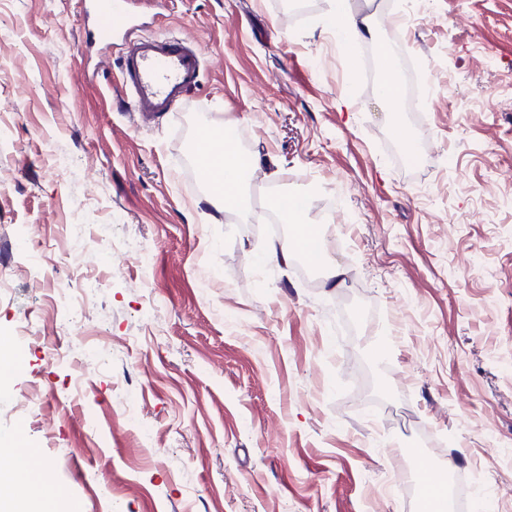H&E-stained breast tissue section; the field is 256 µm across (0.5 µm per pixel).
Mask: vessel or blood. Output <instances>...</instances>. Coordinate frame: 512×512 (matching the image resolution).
Masks as SVG:
<instances>
[{"mask_svg": "<svg viewBox=\"0 0 512 512\" xmlns=\"http://www.w3.org/2000/svg\"><path fill=\"white\" fill-rule=\"evenodd\" d=\"M127 0H100L95 36L105 44L121 35V87L132 111L154 116L173 111L201 81L202 52L183 37L147 38L130 23Z\"/></svg>", "mask_w": 512, "mask_h": 512, "instance_id": "b4317fda", "label": "vessel or blood"}]
</instances>
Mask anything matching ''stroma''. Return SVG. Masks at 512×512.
<instances>
[{
	"label": "stroma",
	"mask_w": 512,
	"mask_h": 512,
	"mask_svg": "<svg viewBox=\"0 0 512 512\" xmlns=\"http://www.w3.org/2000/svg\"><path fill=\"white\" fill-rule=\"evenodd\" d=\"M348 2L372 34L332 0H133L205 60L146 119L84 0H0V463L22 432L60 512H417L420 473L512 512V0ZM204 128L258 160L225 212ZM297 196L341 285L264 256L260 200ZM335 8L332 14L333 25L337 30H349L359 33V28L370 34V22L368 17H356L348 8L347 0H335ZM379 49L384 63L383 80L380 85V95L385 100L394 102L398 99V79L393 75L391 64L389 62L391 58V51L384 45H381Z\"/></svg>",
	"instance_id": "stroma-1"
}]
</instances>
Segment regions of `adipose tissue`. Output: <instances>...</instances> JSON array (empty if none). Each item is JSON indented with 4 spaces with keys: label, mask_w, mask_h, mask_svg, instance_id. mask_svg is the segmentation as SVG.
<instances>
[{
    "label": "adipose tissue",
    "mask_w": 512,
    "mask_h": 512,
    "mask_svg": "<svg viewBox=\"0 0 512 512\" xmlns=\"http://www.w3.org/2000/svg\"><path fill=\"white\" fill-rule=\"evenodd\" d=\"M208 158L203 184L211 203L227 209L240 205L245 183L243 173L255 166V158L242 156L229 137ZM282 221L291 225L293 232L286 240L270 245V257L285 260L302 255L309 244L318 242L320 234L314 225L302 221L297 213H283ZM12 442L18 451L7 464L0 466V512H56L58 496L52 491L53 476L42 463L39 450L26 447L19 433L13 436Z\"/></svg>",
    "instance_id": "1"
}]
</instances>
